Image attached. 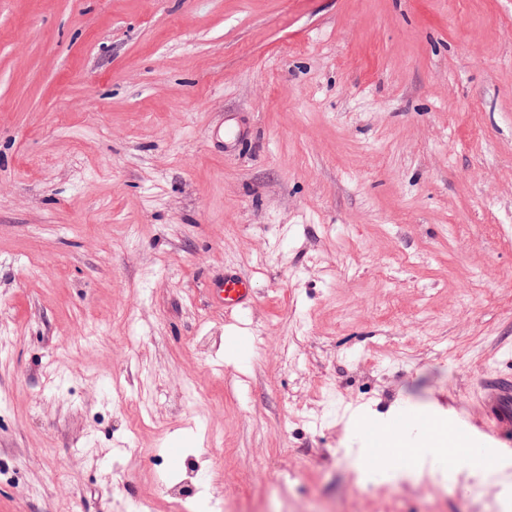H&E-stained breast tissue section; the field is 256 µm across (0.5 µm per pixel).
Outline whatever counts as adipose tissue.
<instances>
[{"label":"adipose tissue","mask_w":512,"mask_h":512,"mask_svg":"<svg viewBox=\"0 0 512 512\" xmlns=\"http://www.w3.org/2000/svg\"><path fill=\"white\" fill-rule=\"evenodd\" d=\"M425 405L403 400L387 412L365 409L351 422V431L345 440L344 456L357 477L372 476L375 483L397 485L428 479L437 486L456 482L464 488L495 481L512 485V467L502 465L486 468L484 459L457 455L454 465L448 466L446 419L419 426L412 416L425 412ZM393 443L410 451L409 460L402 465L388 462L375 452L377 445Z\"/></svg>","instance_id":"1"}]
</instances>
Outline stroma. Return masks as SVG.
<instances>
[{
  "label": "stroma",
  "instance_id": "stroma-1",
  "mask_svg": "<svg viewBox=\"0 0 512 512\" xmlns=\"http://www.w3.org/2000/svg\"><path fill=\"white\" fill-rule=\"evenodd\" d=\"M509 374L512 0H0V512H496L338 448ZM208 290L214 303L224 307V310L241 306L251 297L249 281L238 275H225Z\"/></svg>",
  "mask_w": 512,
  "mask_h": 512
}]
</instances>
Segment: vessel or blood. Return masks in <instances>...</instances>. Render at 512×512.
<instances>
[{
	"mask_svg": "<svg viewBox=\"0 0 512 512\" xmlns=\"http://www.w3.org/2000/svg\"><path fill=\"white\" fill-rule=\"evenodd\" d=\"M209 293L214 303L229 310L245 304L251 297V288L247 279L228 275L214 282ZM483 388L485 417L476 423L466 441L468 448L475 452L486 451L488 438L500 440L512 431V375L488 379Z\"/></svg>",
	"mask_w": 512,
	"mask_h": 512,
	"instance_id": "1",
	"label": "vessel or blood"
}]
</instances>
